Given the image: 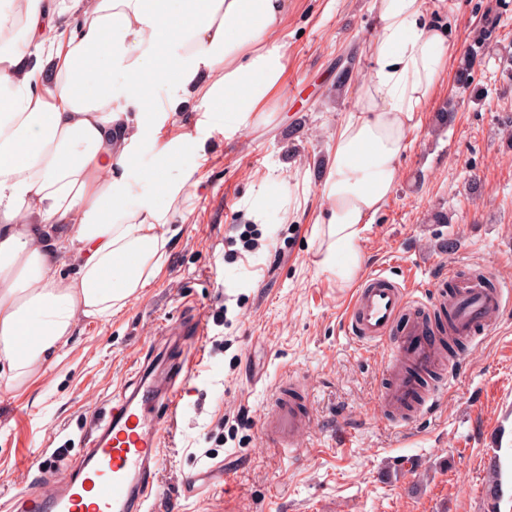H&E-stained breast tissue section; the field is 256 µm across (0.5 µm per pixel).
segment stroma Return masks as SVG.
Segmentation results:
<instances>
[{
  "mask_svg": "<svg viewBox=\"0 0 512 512\" xmlns=\"http://www.w3.org/2000/svg\"><path fill=\"white\" fill-rule=\"evenodd\" d=\"M433 21L454 26L456 49L410 132L399 180L358 243L361 273H396L409 288L491 264L512 283V0H444ZM378 33L373 0H288L283 31L285 92L267 120L233 132L203 105L183 132L203 145L182 153L167 175L200 170L203 187L186 223L170 225L161 272L110 321L78 319L56 359L12 386L0 380V504L37 448L77 438L97 408L137 367L160 324L183 306L208 317L203 355L188 383V408L161 461L163 489L205 465L206 449L230 458L221 485L175 512H487L490 438L512 410V303L494 327L466 346L430 414L382 418L388 348L345 334L344 308L356 282L319 266L314 220L338 128L355 109L372 69L362 46ZM479 93L453 82L460 54L477 35ZM354 65L335 93L338 58ZM455 101L453 122L435 124ZM478 192H471V182ZM304 204L277 221L289 188ZM268 200L262 246L234 239L258 195ZM448 221L435 224L431 213ZM302 374L314 426L297 456L261 446L258 423L286 371ZM248 420H238L241 410ZM224 428L223 444L210 434Z\"/></svg>",
  "mask_w": 512,
  "mask_h": 512,
  "instance_id": "35a3bbf8",
  "label": "stroma"
}]
</instances>
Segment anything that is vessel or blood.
Instances as JSON below:
<instances>
[{"mask_svg": "<svg viewBox=\"0 0 512 512\" xmlns=\"http://www.w3.org/2000/svg\"><path fill=\"white\" fill-rule=\"evenodd\" d=\"M448 280V292L428 288L418 295L386 272L373 271L347 305L344 328L351 338L364 346L391 344L388 384L378 399L389 418L410 419L417 377L437 373L446 364L444 350L428 332L432 310L448 308L449 335L469 339L494 326L512 298V289L487 287L481 275L461 279L452 272ZM206 334L203 316L193 309L165 324L136 370L121 382L109 410L86 422L76 457L64 459L59 448L36 449L46 477L37 487L17 488L9 500L11 512H160L163 440L177 420ZM312 423L305 379L286 374L260 418L262 441L278 449L299 447ZM225 471L218 461L182 474L179 498L195 497L209 477Z\"/></svg>", "mask_w": 512, "mask_h": 512, "instance_id": "obj_1", "label": "vessel or blood"}]
</instances>
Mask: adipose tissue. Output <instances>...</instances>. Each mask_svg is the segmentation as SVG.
<instances>
[{
    "label": "adipose tissue",
    "instance_id": "adipose-tissue-1",
    "mask_svg": "<svg viewBox=\"0 0 512 512\" xmlns=\"http://www.w3.org/2000/svg\"><path fill=\"white\" fill-rule=\"evenodd\" d=\"M429 0H374L372 70L336 133L317 221L320 264L352 280L357 243L393 193L454 28ZM288 0H0V375L30 376L76 317L108 321L163 266L166 224L202 178H165L191 147L165 135L195 100L248 128L284 92ZM165 83V99L152 92ZM169 201L132 197L145 146ZM71 274H64L62 264Z\"/></svg>",
    "mask_w": 512,
    "mask_h": 512
}]
</instances>
